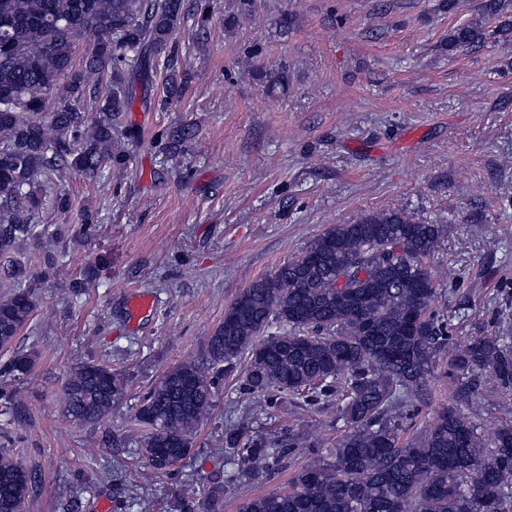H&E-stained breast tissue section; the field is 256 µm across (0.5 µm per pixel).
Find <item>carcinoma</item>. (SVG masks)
Instances as JSON below:
<instances>
[{
    "mask_svg": "<svg viewBox=\"0 0 512 512\" xmlns=\"http://www.w3.org/2000/svg\"><path fill=\"white\" fill-rule=\"evenodd\" d=\"M183 0H0V257L39 239L44 197L58 211L72 203L71 174L94 177L122 165L116 149L134 132L121 119L137 85L163 64L167 97L183 90L175 70V34ZM489 35L473 21L453 29L448 49ZM81 59H75L79 44ZM93 90L92 108L84 96ZM196 136L189 124L164 133V154ZM446 229L405 209L369 212L332 224L295 258L243 289L207 337L202 355L168 370L144 397L136 419L148 428L140 451L156 471L186 457L209 415L216 371L244 364V387L272 398L332 397L336 443L295 470L288 491L243 503L241 512H512V423L485 434L474 417L441 408L415 435L399 412L427 389L439 365L458 386L480 376L512 390V346L504 337H468L450 346L448 323L433 309L438 284L429 263ZM14 289L0 298V351H9L39 305L26 265L6 266ZM279 325L282 330L270 333ZM35 359L13 355L10 369L28 373ZM128 378L108 363L74 367L65 386L66 414L95 423L121 402ZM306 432L253 439L224 436L234 480L272 470L284 447ZM28 471L0 451V512H24Z\"/></svg>",
    "mask_w": 512,
    "mask_h": 512,
    "instance_id": "obj_1",
    "label": "carcinoma"
}]
</instances>
